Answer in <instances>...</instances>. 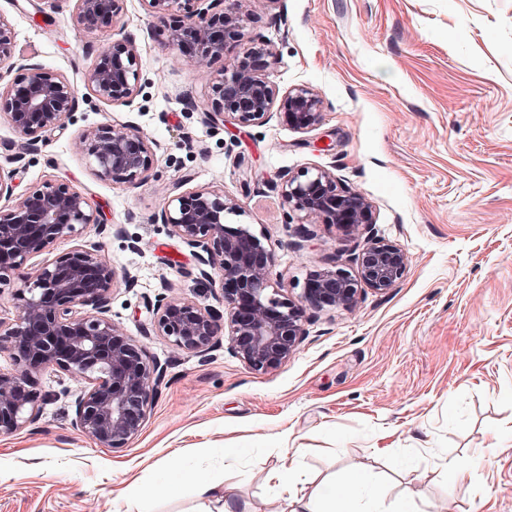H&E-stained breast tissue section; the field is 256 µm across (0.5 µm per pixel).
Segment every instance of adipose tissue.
<instances>
[{"label": "adipose tissue", "mask_w": 512, "mask_h": 512, "mask_svg": "<svg viewBox=\"0 0 512 512\" xmlns=\"http://www.w3.org/2000/svg\"><path fill=\"white\" fill-rule=\"evenodd\" d=\"M271 481L280 485L288 495L289 512H353L351 498L359 494L371 483V479L363 466H356L349 479L350 497H337L333 487L321 484L311 493H303L294 473L291 462H283L279 469L270 473ZM191 484L202 510L201 512H246L241 504L231 497L222 482L201 476L189 477L172 474L167 478V486L171 492H178L183 484Z\"/></svg>", "instance_id": "obj_1"}]
</instances>
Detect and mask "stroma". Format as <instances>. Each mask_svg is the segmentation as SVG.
<instances>
[{
	"label": "stroma",
	"mask_w": 512,
	"mask_h": 512,
	"mask_svg": "<svg viewBox=\"0 0 512 512\" xmlns=\"http://www.w3.org/2000/svg\"><path fill=\"white\" fill-rule=\"evenodd\" d=\"M22 63L83 87L93 48L130 36L142 88L129 105H81L75 124L33 150L0 115V165L18 191L46 181L88 198L87 226L44 252L51 260L101 238L118 278L110 315L166 376L139 435L98 446L72 425L83 379L44 371L41 418L0 436V512H194L167 471L223 481L249 512H282L268 479L284 457L348 495L357 464L389 488L383 512H512V0H253L242 41L268 42L279 90L312 88L324 119L312 130L271 114L262 126L209 122L222 62H187L169 43L180 18L120 0L116 24L79 31L71 0H0ZM131 125L155 154L138 185L102 181L83 129ZM323 168L362 195L373 221L340 228L286 223L279 174ZM222 192L239 222L267 234L271 277L297 297L307 279L373 238L406 254L403 279L365 290L350 310L308 313L307 335L277 369L248 368L230 345L202 358L146 334L149 300L219 306L187 272L191 248L154 216L176 192ZM487 452L489 463L471 466ZM459 466L454 477L449 464ZM143 492L128 504L125 477Z\"/></svg>",
	"instance_id": "35a3bbf8"
}]
</instances>
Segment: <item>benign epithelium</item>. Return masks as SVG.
<instances>
[{
  "mask_svg": "<svg viewBox=\"0 0 512 512\" xmlns=\"http://www.w3.org/2000/svg\"><path fill=\"white\" fill-rule=\"evenodd\" d=\"M75 21L92 30L118 15L119 0H73ZM252 0H142L147 13L164 20L184 12L170 43L195 64L224 58V45L239 38ZM273 56L263 41L244 45L225 64L215 84L212 121L224 113L238 124L260 126L272 111L288 125L308 130L323 121L324 102L307 86L281 92L260 70L255 56ZM12 55V26L0 14V64ZM21 79L0 86V112L27 145L44 141V133L75 121L80 102L127 105L142 87L136 46L124 36L100 45L84 75L86 93L62 74L40 64H22ZM101 180L134 186L154 170L155 154L138 130L129 125H100L82 132ZM286 206L285 223L296 215L325 224L372 223L369 203L340 191L333 172L323 168L279 175ZM237 204L207 188L168 198L155 222L192 248L196 283L221 289L224 313L196 301L174 302L159 293L151 304L153 334L179 350L207 355L230 340L237 356L255 371H268L288 361L306 336L307 311L351 309L367 287L384 293L404 277L406 254L396 245L375 239L354 258L356 273L337 267L324 270L291 299L272 281L273 255L264 232L248 224L227 222ZM99 214L82 194L45 182L34 186L7 211L0 210V286L16 278L12 294L15 318L0 320V355L12 361L0 369V435L35 422L41 395L38 375L51 369L87 382L75 400L74 427L103 448H124L141 431L164 380V368L150 360L131 337L122 334L108 306L117 280L103 257V242L86 240L71 251L43 263L32 259L57 240L72 237L77 227L98 226Z\"/></svg>",
  "mask_w": 512,
  "mask_h": 512,
  "instance_id": "benign-epithelium-1",
  "label": "benign epithelium"
}]
</instances>
